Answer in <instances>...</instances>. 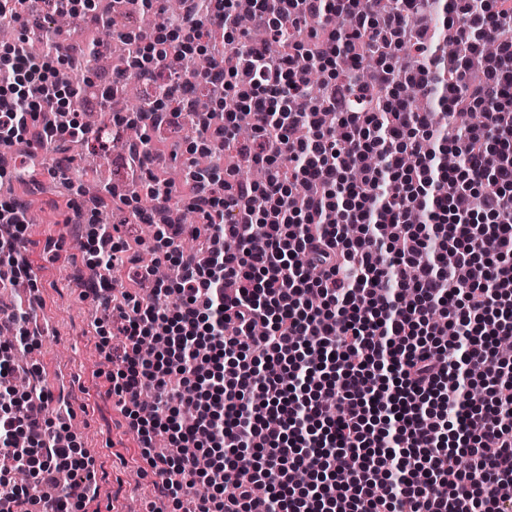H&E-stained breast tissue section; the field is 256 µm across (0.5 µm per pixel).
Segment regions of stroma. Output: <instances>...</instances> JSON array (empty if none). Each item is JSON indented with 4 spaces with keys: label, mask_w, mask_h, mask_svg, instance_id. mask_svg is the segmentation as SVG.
Returning <instances> with one entry per match:
<instances>
[{
    "label": "stroma",
    "mask_w": 512,
    "mask_h": 512,
    "mask_svg": "<svg viewBox=\"0 0 512 512\" xmlns=\"http://www.w3.org/2000/svg\"><path fill=\"white\" fill-rule=\"evenodd\" d=\"M190 145L181 133L164 138L151 136L154 176L167 179L172 167L187 163ZM89 146L85 139L68 144L63 152L45 153L48 173L37 189H28L12 178L0 179V191L8 189L27 198L43 216L42 223L30 227L20 247L22 258L37 280L39 299L31 312L32 319L52 328L33 356L44 369L42 383L64 388L74 410L71 432L99 458L101 507L129 512L131 504L149 503L154 512H171V503L158 495L146 472L134 434L127 431L123 416L107 393L105 374L110 365L98 349L99 338L93 329L102 312L92 300L81 296L82 284L91 270L82 250L72 245L66 225L73 214L69 200L97 208L114 224L130 218L129 212L115 209L111 203L75 195L74 186L86 181L80 157Z\"/></svg>",
    "instance_id": "stroma-1"
}]
</instances>
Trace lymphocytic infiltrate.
Segmentation results:
<instances>
[{"label": "lymphocytic infiltrate", "mask_w": 512, "mask_h": 512, "mask_svg": "<svg viewBox=\"0 0 512 512\" xmlns=\"http://www.w3.org/2000/svg\"><path fill=\"white\" fill-rule=\"evenodd\" d=\"M439 0H253L254 21L287 52L254 47L212 56L213 98L238 99L221 122L200 126L203 149L243 151L262 180L233 170H191L195 224L156 226L139 279L148 295L115 285L130 240L90 211L73 234L98 273L87 293L103 312L100 350L109 391L164 497L182 512H512V37L492 57L482 44L512 26V0H450L448 44L421 19ZM155 17L137 33L138 63L97 88L109 99L128 78L161 83L137 111L141 129L178 125L201 41L239 34L237 0H140ZM345 16V29L335 26ZM320 20L306 32L309 20ZM42 56L23 40L0 44V147L28 145L12 176L37 184V147L89 130L51 115L75 111L76 94L56 80L72 56L53 24L41 28ZM413 38L425 65L402 72L400 42ZM376 51L369 89L356 84L360 54ZM318 69L323 100L300 77ZM417 85L446 111L483 112L485 124L441 135L431 111L411 109L401 86ZM254 137L242 145L238 129ZM457 152L454 169L440 157ZM147 176L149 208L136 192L112 203L152 222L177 187L151 175L148 140L130 148ZM28 202L0 200V286L28 277L16 258ZM170 263L174 281L156 279ZM0 342V503L6 512H89L96 460L64 424L72 410L47 387L17 391L14 354L41 338L27 311L7 314ZM122 338L105 339L106 328ZM483 388V406L466 405ZM167 453H156L157 440ZM464 453L467 470L453 459ZM247 469L250 483L228 481ZM26 472L50 493L18 483ZM32 483V484H33Z\"/></svg>", "instance_id": "lymphocytic-infiltrate-1"}]
</instances>
